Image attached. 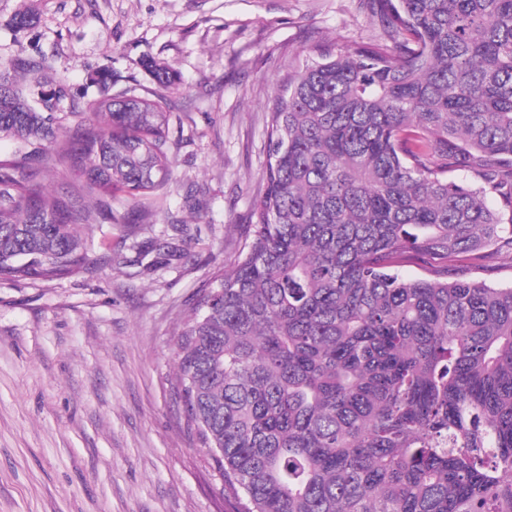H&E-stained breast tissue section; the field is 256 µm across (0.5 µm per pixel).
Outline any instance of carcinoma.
Returning a JSON list of instances; mask_svg holds the SVG:
<instances>
[{
  "label": "carcinoma",
  "mask_w": 512,
  "mask_h": 512,
  "mask_svg": "<svg viewBox=\"0 0 512 512\" xmlns=\"http://www.w3.org/2000/svg\"><path fill=\"white\" fill-rule=\"evenodd\" d=\"M361 2L393 46L288 64L245 236L179 333L176 394L240 512H512V286L448 280L512 249V0ZM44 59L0 63V136L34 146L0 160V280L88 270L80 227L115 190L148 221L172 173L163 95H112L101 68L68 128L17 80ZM415 257L431 277L400 273Z\"/></svg>",
  "instance_id": "cac0c4a2"
}]
</instances>
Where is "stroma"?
Wrapping results in <instances>:
<instances>
[{"label": "stroma", "mask_w": 512, "mask_h": 512, "mask_svg": "<svg viewBox=\"0 0 512 512\" xmlns=\"http://www.w3.org/2000/svg\"><path fill=\"white\" fill-rule=\"evenodd\" d=\"M36 28L16 34L23 5ZM384 37L359 0H0V59L42 47L23 75L59 104L147 96L152 58L178 76L172 174L149 223L84 227L90 272L0 281V512H237L175 392L177 333L218 267L233 261L266 159L264 116L289 60ZM175 243L168 259L151 241Z\"/></svg>", "instance_id": "1"}]
</instances>
